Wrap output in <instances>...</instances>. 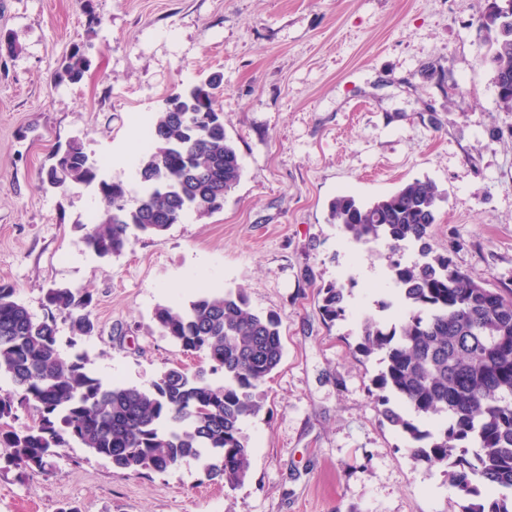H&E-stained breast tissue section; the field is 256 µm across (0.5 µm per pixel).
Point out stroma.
Returning <instances> with one entry per match:
<instances>
[{
	"mask_svg": "<svg viewBox=\"0 0 512 512\" xmlns=\"http://www.w3.org/2000/svg\"><path fill=\"white\" fill-rule=\"evenodd\" d=\"M101 23L89 28L85 2ZM487 0H0V281L45 314L49 287L90 292L94 331L55 318L65 357L85 355L107 382L147 386L195 369L153 320L161 305L243 288L253 312H277L285 346L242 423L244 483L209 480L203 462L165 472L114 470L84 448L42 472L0 469V512H458L441 469L412 460L370 391L377 357L356 353L367 313L397 322L393 256L358 245L328 221L346 192L370 202L416 179L444 193L430 243L490 288L512 287V112L492 83ZM83 45L90 67L58 80ZM218 73V103L243 172L207 217L164 234L131 233L104 260L83 241L96 187L49 189L41 171L80 140L102 178L139 181L106 163L138 148L168 96ZM349 290L327 324L317 289Z\"/></svg>",
	"mask_w": 512,
	"mask_h": 512,
	"instance_id": "stroma-1",
	"label": "stroma"
}]
</instances>
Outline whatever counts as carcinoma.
<instances>
[{
  "instance_id": "carcinoma-1",
  "label": "carcinoma",
  "mask_w": 512,
  "mask_h": 512,
  "mask_svg": "<svg viewBox=\"0 0 512 512\" xmlns=\"http://www.w3.org/2000/svg\"><path fill=\"white\" fill-rule=\"evenodd\" d=\"M478 22L495 32L508 29V37L492 42L493 81L512 77V14L488 6ZM89 66L75 45L57 76L78 81ZM222 81L212 76L166 100L141 160L145 192L132 207L123 184L98 179L99 166L79 141L55 155L44 185L97 184L101 208L84 234L96 256L123 253L132 228L160 236L188 212L205 217L223 208L242 164L224 130ZM441 201L434 183L414 180L371 202L350 194L330 202V223L356 243H382L393 253L418 245L416 260L390 266L400 322L388 326L364 316L356 351L380 357L371 385L383 418L406 437L412 459L444 470L465 502L462 512H512V288H487L434 250L428 239ZM317 295L325 322L344 319V285H322ZM45 300L46 314L38 319L14 285L0 283V375L14 386L0 393L8 465L43 469L57 449L78 445L116 470L162 473L209 451L211 479L230 488L244 482L251 461L240 424L261 410L257 390L283 359L278 313L252 312L241 288L157 307L161 333L204 358L193 373L175 365L142 388L103 382L82 356L63 358L54 313L70 318L73 334L89 336L90 295L52 287ZM218 373L222 384L211 380ZM393 399L408 411L390 407ZM21 410L33 413V422L16 430L10 422Z\"/></svg>"
}]
</instances>
